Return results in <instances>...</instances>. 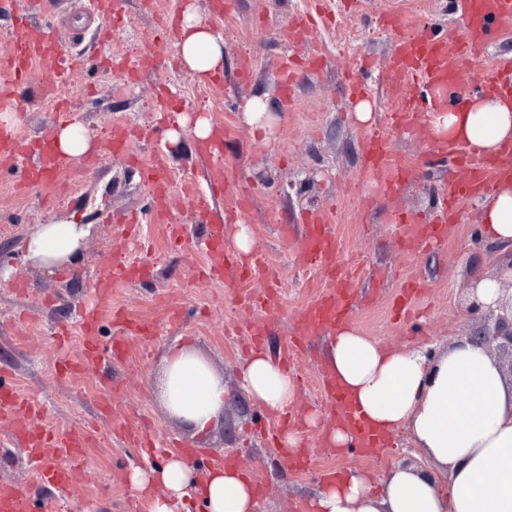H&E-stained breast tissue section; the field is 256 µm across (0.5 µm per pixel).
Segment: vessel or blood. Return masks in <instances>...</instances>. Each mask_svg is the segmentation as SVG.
Wrapping results in <instances>:
<instances>
[{"label":"vessel or blood","mask_w":512,"mask_h":512,"mask_svg":"<svg viewBox=\"0 0 512 512\" xmlns=\"http://www.w3.org/2000/svg\"><path fill=\"white\" fill-rule=\"evenodd\" d=\"M459 3L467 19L465 28L460 32L449 30L441 39L408 34L398 12L387 15L386 22L397 35L386 72L389 92L398 103L397 109L389 115L392 128L413 126L422 116L433 111L435 103L426 97L425 92L436 86L452 91L454 104L462 105L469 92L463 63L478 58L493 33L512 32V0H459ZM58 58L56 42L34 32L26 16H18L9 32L5 50L0 51V102L13 101L33 64H40L53 72L57 69ZM56 132V124H47L38 138L26 146L16 129L0 127V166L21 169V188L54 186L56 178L70 168V157L55 147ZM439 150L448 159L457 161L465 176L443 195L435 223L427 227L425 235L401 234L404 250L411 253L418 252L423 245L447 241L459 202L491 192L501 179L512 176V144L492 156L460 145L443 144ZM199 151L207 163V190L198 193L188 185L184 193L193 208L212 217L206 245L207 278L230 283L236 299L246 305L255 299V278L264 279L269 286L264 298L265 319L247 323L244 327L254 350L258 351L262 348L267 327L275 323L282 312L277 274L270 268L265 251L254 250L249 258L243 259L224 244L225 226L234 223L237 212L251 207L252 194L243 191L234 207L220 213L215 210L218 201L224 197L226 178L223 132H216L214 139L201 145ZM140 170L157 202L152 214L153 223L166 225L172 238L184 237L183 227L175 223L164 206L172 187L165 155L154 152L151 160L142 164ZM362 171L389 195L397 193L408 175L402 158L390 150L387 136L379 131L371 132L365 140ZM303 249L307 260L321 266L324 284L318 295L294 319L293 336L285 355L289 361L302 353L310 336L326 326L345 322L355 304V294L349 286L354 274V260L343 253L326 216L308 219ZM146 275L145 265L131 260L126 252L112 253L94 279L95 300L84 309L80 318L81 355L75 360L59 359L62 376L93 371L107 361H123L128 355L126 336L148 338L155 335L156 322L144 320L129 310L116 309L109 315L119 326V335L113 336L106 344L99 338L102 319L107 315L104 309L112 297L113 288L140 281ZM318 383L323 396L336 407L337 418L346 424H354L355 419L346 407L335 379L322 374ZM36 415L35 405L6 386L4 379L0 378V417L10 423V447L25 448L33 456L55 460V467L45 475L46 482L52 488L68 486L72 473L86 456L93 435L83 428L64 431L36 428L33 424ZM0 512H33L22 485L0 482Z\"/></svg>","instance_id":"b4317fda"}]
</instances>
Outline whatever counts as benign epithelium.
Segmentation results:
<instances>
[{"instance_id": "1", "label": "benign epithelium", "mask_w": 512, "mask_h": 512, "mask_svg": "<svg viewBox=\"0 0 512 512\" xmlns=\"http://www.w3.org/2000/svg\"><path fill=\"white\" fill-rule=\"evenodd\" d=\"M479 278L473 276L468 283L469 303L465 315L479 317L485 321L478 334L469 341L487 348L502 370L512 378V294L500 296L493 305L479 300L477 288Z\"/></svg>"}]
</instances>
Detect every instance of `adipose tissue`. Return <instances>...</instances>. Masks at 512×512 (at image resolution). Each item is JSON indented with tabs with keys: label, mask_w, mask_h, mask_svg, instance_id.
Instances as JSON below:
<instances>
[{
	"label": "adipose tissue",
	"mask_w": 512,
	"mask_h": 512,
	"mask_svg": "<svg viewBox=\"0 0 512 512\" xmlns=\"http://www.w3.org/2000/svg\"><path fill=\"white\" fill-rule=\"evenodd\" d=\"M186 73L204 83L224 70V40L194 8H186L176 43ZM434 141L461 142L492 153L512 142V96L475 95L463 106L432 114ZM479 236L486 246L512 244V180L483 198ZM89 227L73 222L37 225L26 256L43 268L77 264ZM325 363L343 382L357 413L384 436L406 431L423 466L396 467L373 483L360 471L325 481L313 512H512V380L486 348L456 339L436 352L388 349L350 328L331 336ZM245 396L272 412L287 409L295 383L272 357L256 355L237 368ZM224 379L196 350L171 346L163 358L158 395L165 413L196 434L224 415ZM151 512H180L201 498L206 512H256L252 486L238 467L192 478L187 459L150 472L134 470Z\"/></svg>",
	"instance_id": "ef3b65f1"
}]
</instances>
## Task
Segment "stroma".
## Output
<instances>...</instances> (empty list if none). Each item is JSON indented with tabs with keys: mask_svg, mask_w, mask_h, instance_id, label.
Listing matches in <instances>:
<instances>
[{
	"mask_svg": "<svg viewBox=\"0 0 512 512\" xmlns=\"http://www.w3.org/2000/svg\"><path fill=\"white\" fill-rule=\"evenodd\" d=\"M195 2L208 17L213 32L224 39V72L219 80L200 84L184 79L174 40L165 38L168 13ZM315 0H229L223 19L211 18L209 0H156L145 10L141 0H124L123 26L112 30L109 19L98 17L93 30H84L87 0H0V43L8 39L14 16L29 12L32 21L49 31L64 56L79 63L69 74L68 88H60L41 65H34L28 83L19 92L17 127L26 140H34L50 121L56 104L68 99L70 115L79 121L95 145L96 166L78 165L66 171L53 192L19 191L10 170L0 171V267L11 278L0 283V375L21 395L36 400L40 425L51 429L96 426L98 439L86 450V463L75 475L70 493L45 486L36 475L26 450L14 448L0 456V481H19L28 489L35 512H150L146 498L134 495L133 469L149 471L163 464L164 455L144 458L142 452L115 442L117 424L147 422L156 445L172 442L191 448L196 471L210 468L219 458L233 457L263 492L257 512H309L308 502L323 475L366 470L382 476L398 465L415 464L406 434H396L380 454L366 457L355 451L321 450L318 429L304 427L300 438L319 449L309 470H296L279 448L265 437L278 416L254 402L241 399L236 386L237 363L246 354V337L236 335L235 324L264 318L262 307L236 304L230 287L199 278L206 264L203 239L207 220L195 211L180 189H173L167 206L174 220L184 224L189 246L176 249L162 225L141 224L142 249L135 250L116 213L148 212L150 193L139 177L138 165L162 148L172 175L202 172L195 151L196 138L179 127L182 116L199 113L226 132L224 205H231L242 189L253 194L251 208L236 224L249 226L256 245L265 250L276 271L283 313L269 333L266 349L279 355L292 333V319L322 286L318 267L302 257L305 211H327L335 216L334 229L347 252L365 261V275L354 285L365 305L349 324L362 335L389 347L447 346L477 329L462 310L472 272L487 269L482 245L472 243V230L480 213L476 200L463 201L460 220L446 243L416 254L405 253L393 228L399 218L424 219L458 177L448 161L433 152L423 127L392 132L389 145L411 170L410 182L399 194L387 195L361 173L364 137L369 127L386 118L388 98L381 81L396 37L385 29L388 10L400 11L407 33H442L463 29L466 18L458 0H329V25L296 38L288 33L296 14L312 9ZM364 40L351 42L354 32ZM324 57L323 66L311 67L298 77L292 92L280 81L283 58L293 53ZM157 57L153 69L137 76L105 68V58L117 55ZM252 65L248 81L237 73L242 62ZM361 73L368 88L372 118L355 117V99L346 77ZM262 98L271 120L267 131L246 125L242 112L247 101ZM137 128L126 156L113 155L110 134L114 124ZM181 131L178 143L163 136L162 127ZM138 165L127 162V155ZM294 183L291 195L281 186ZM91 224L93 239L86 241L81 261L48 271L24 256L23 242L36 225L50 220ZM131 248L132 255L149 269L148 281L116 289L114 308L136 310L156 318L166 306L179 307L183 318L164 325L151 339L129 341L126 364L112 374L124 385L121 393L105 389L99 373L74 378L58 377L59 353L77 357L78 336L58 348L60 325L75 324L92 299L90 278L113 251ZM21 281L23 294L11 285ZM328 333L314 336L308 352L297 364L296 399L299 415L330 414L318 391L317 369ZM189 341L224 377V419L204 436L193 434L162 411L155 384L167 349Z\"/></svg>",
	"mask_w": 512,
	"mask_h": 512,
	"instance_id": "stroma-1",
	"label": "stroma"
}]
</instances>
